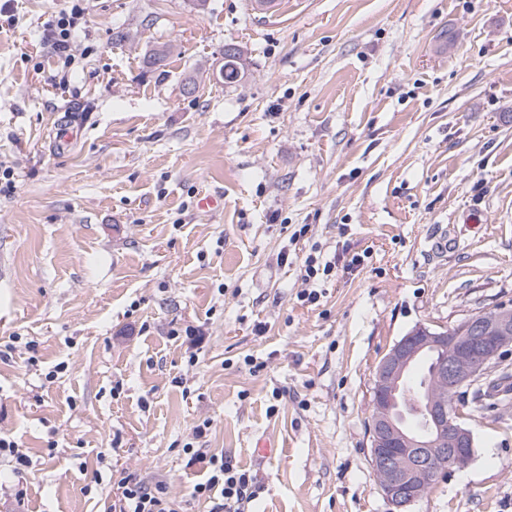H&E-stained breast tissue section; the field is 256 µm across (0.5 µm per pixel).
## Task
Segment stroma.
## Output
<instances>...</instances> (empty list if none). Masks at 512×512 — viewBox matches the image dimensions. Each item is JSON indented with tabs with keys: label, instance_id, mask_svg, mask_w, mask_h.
<instances>
[{
	"label": "stroma",
	"instance_id": "1",
	"mask_svg": "<svg viewBox=\"0 0 512 512\" xmlns=\"http://www.w3.org/2000/svg\"><path fill=\"white\" fill-rule=\"evenodd\" d=\"M83 5L67 69L46 35L69 0H0V435L31 459L0 457V512H105L125 472L212 512L185 452L206 419L200 447L256 477L249 512H388L378 362L512 305V0ZM315 247L335 267L312 304ZM468 424L473 460L412 512H512V410ZM224 65L221 67V75L224 77V84L231 85L243 77L244 68L240 62L241 54L234 45H225Z\"/></svg>",
	"mask_w": 512,
	"mask_h": 512
}]
</instances>
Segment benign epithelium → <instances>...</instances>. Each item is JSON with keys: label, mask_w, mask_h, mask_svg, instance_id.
I'll return each instance as SVG.
<instances>
[{"label": "benign epithelium", "mask_w": 512, "mask_h": 512, "mask_svg": "<svg viewBox=\"0 0 512 512\" xmlns=\"http://www.w3.org/2000/svg\"><path fill=\"white\" fill-rule=\"evenodd\" d=\"M512 348V309L472 314L459 325L434 329L419 324L379 361L373 379L367 424L369 463L390 512H411L428 487L465 468L474 458L475 439L466 415L452 399L496 370ZM434 359L440 394L415 402L422 414L418 429L405 426L404 386L414 364Z\"/></svg>", "instance_id": "benign-epithelium-1"}]
</instances>
